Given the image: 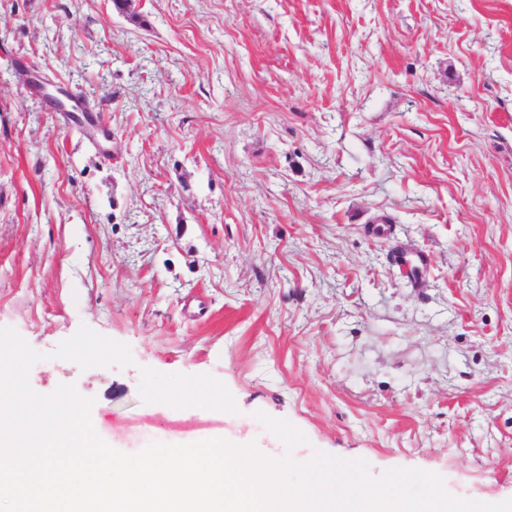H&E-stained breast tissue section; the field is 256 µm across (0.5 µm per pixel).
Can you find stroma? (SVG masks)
I'll list each match as a JSON object with an SVG mask.
<instances>
[{"label":"stroma","instance_id":"obj_1","mask_svg":"<svg viewBox=\"0 0 512 512\" xmlns=\"http://www.w3.org/2000/svg\"><path fill=\"white\" fill-rule=\"evenodd\" d=\"M83 324L132 365L30 383L118 451L262 411L512 498V0H0V326Z\"/></svg>","mask_w":512,"mask_h":512}]
</instances>
